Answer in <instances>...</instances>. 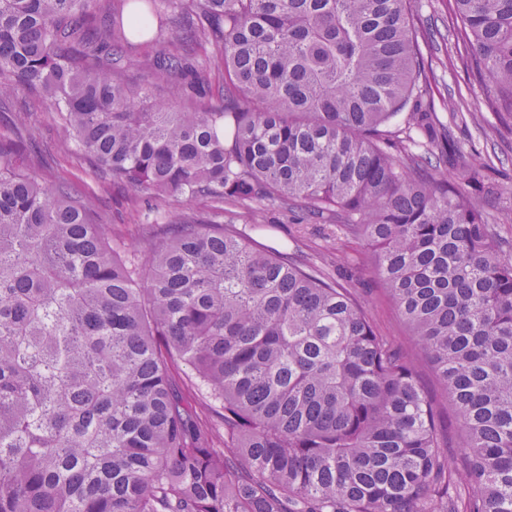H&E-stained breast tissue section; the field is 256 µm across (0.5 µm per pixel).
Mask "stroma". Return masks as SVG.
Listing matches in <instances>:
<instances>
[{
  "label": "stroma",
  "mask_w": 512,
  "mask_h": 512,
  "mask_svg": "<svg viewBox=\"0 0 512 512\" xmlns=\"http://www.w3.org/2000/svg\"><path fill=\"white\" fill-rule=\"evenodd\" d=\"M453 7L452 0H422L417 20L422 38L434 48L436 102L444 103L454 93L459 96V118L452 125V133L462 144L463 154L457 166L444 170L442 176L452 182L461 168L487 166L494 190L482 194L481 202L487 212L495 214L503 197L512 194V121L489 110L487 99L493 85L490 80L476 78L467 68L466 48L445 47L442 35ZM21 119L26 120L35 133L34 140L25 142L24 147L34 161L37 178L49 185L60 181L72 183L102 217L109 234L120 237L127 248H136L146 223L185 221L239 225L258 241L275 247L288 245L309 263L319 265L324 259H331L342 286L350 288L366 302L377 330L406 349H413L409 327L386 296L373 269L359 263L364 244L326 236L322 225L309 215L305 203H297L289 210L267 208L264 222L258 228L251 224L246 209L224 207L205 197L134 208L128 205L123 189L93 173L85 156L58 122L51 101L38 98L25 88L16 90L13 102L0 110V136L11 135Z\"/></svg>",
  "instance_id": "1"
}]
</instances>
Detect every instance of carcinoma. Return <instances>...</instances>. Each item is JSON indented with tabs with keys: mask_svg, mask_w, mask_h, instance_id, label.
Returning a JSON list of instances; mask_svg holds the SVG:
<instances>
[{
	"mask_svg": "<svg viewBox=\"0 0 512 512\" xmlns=\"http://www.w3.org/2000/svg\"><path fill=\"white\" fill-rule=\"evenodd\" d=\"M416 2L129 0L101 30L100 0H0V100L42 89L133 205L306 202L369 247L438 383L330 273L234 224H146L126 254L31 175L20 125L0 138V512H512V194L494 215L485 167L433 176L461 147ZM454 5L512 117V0ZM157 12L177 31L147 74L181 77L184 111L123 77ZM187 42L213 46L222 104Z\"/></svg>",
	"mask_w": 512,
	"mask_h": 512,
	"instance_id": "cac0c4a2",
	"label": "carcinoma"
}]
</instances>
